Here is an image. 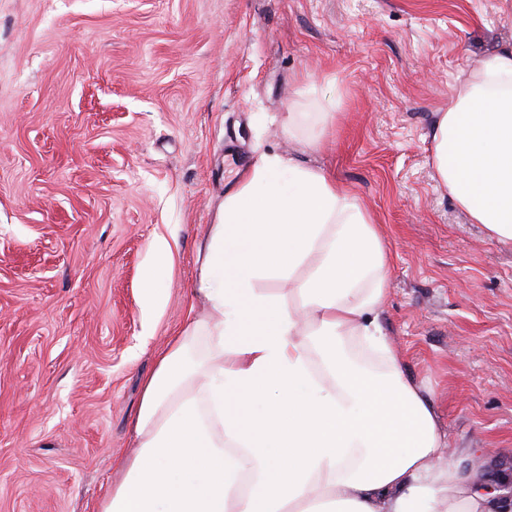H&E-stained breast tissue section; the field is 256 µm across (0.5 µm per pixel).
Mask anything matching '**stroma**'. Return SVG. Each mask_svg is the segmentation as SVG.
<instances>
[{"label":"stroma","instance_id":"1","mask_svg":"<svg viewBox=\"0 0 512 512\" xmlns=\"http://www.w3.org/2000/svg\"><path fill=\"white\" fill-rule=\"evenodd\" d=\"M507 43L512 0H0V512H95L120 480L198 248L266 151L374 214L384 329L511 495L512 246L431 163L436 114ZM302 88L336 99L315 147L281 124Z\"/></svg>","mask_w":512,"mask_h":512}]
</instances>
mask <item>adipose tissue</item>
Segmentation results:
<instances>
[{
	"label": "adipose tissue",
	"instance_id": "adipose-tissue-1",
	"mask_svg": "<svg viewBox=\"0 0 512 512\" xmlns=\"http://www.w3.org/2000/svg\"><path fill=\"white\" fill-rule=\"evenodd\" d=\"M432 130L438 180L512 243V44L454 88ZM332 98L297 95L285 128L315 144ZM193 290L205 317L159 351L133 421L136 451L97 512H512L450 448L426 387L380 321L391 255L322 170L265 152L225 195ZM275 278L287 296L262 292ZM209 350L194 352L198 337Z\"/></svg>",
	"mask_w": 512,
	"mask_h": 512
}]
</instances>
